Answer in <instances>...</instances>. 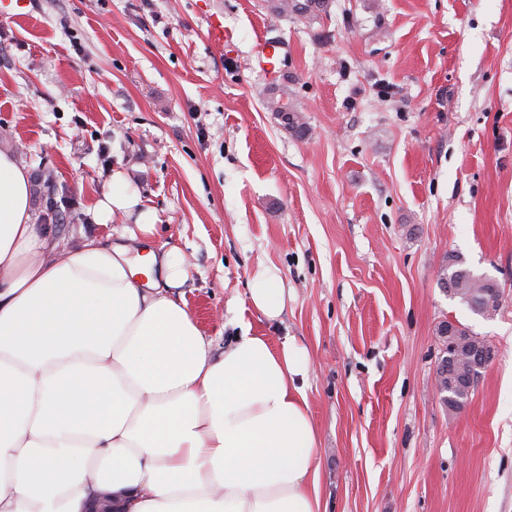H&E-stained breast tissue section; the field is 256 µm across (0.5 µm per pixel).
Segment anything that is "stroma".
Instances as JSON below:
<instances>
[{"label": "stroma", "mask_w": 512, "mask_h": 512, "mask_svg": "<svg viewBox=\"0 0 512 512\" xmlns=\"http://www.w3.org/2000/svg\"><path fill=\"white\" fill-rule=\"evenodd\" d=\"M224 43L207 39L210 20ZM290 101L308 132L268 108ZM0 149L30 171L50 242L108 239L123 172L214 355L242 330L310 354L325 512H512V0H35L0 18ZM497 282L474 315L448 255ZM288 292L257 311L256 272ZM493 350L466 407L434 386L437 329ZM267 10L275 16L294 14L310 20L327 15L332 0H266ZM138 197L129 190V184L121 172L112 176V187L104 193L95 206L99 220L106 224L118 214L132 216L138 205ZM250 289L253 306L268 320L278 319L286 304L285 288L276 271L270 268L259 270Z\"/></svg>", "instance_id": "obj_1"}]
</instances>
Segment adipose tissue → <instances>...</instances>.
<instances>
[{
  "label": "adipose tissue",
  "mask_w": 512,
  "mask_h": 512,
  "mask_svg": "<svg viewBox=\"0 0 512 512\" xmlns=\"http://www.w3.org/2000/svg\"><path fill=\"white\" fill-rule=\"evenodd\" d=\"M122 174L95 206L132 215L136 253L48 246L30 173L0 150V512H322L318 435L300 381L310 357L242 334L213 355L173 296L185 260L157 253ZM253 306L286 293L259 270Z\"/></svg>",
  "instance_id": "obj_1"
}]
</instances>
